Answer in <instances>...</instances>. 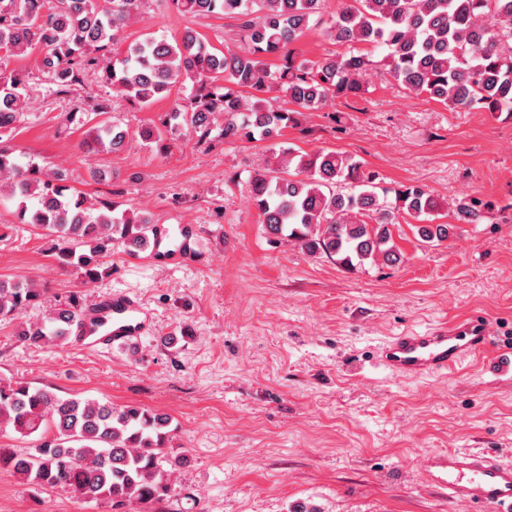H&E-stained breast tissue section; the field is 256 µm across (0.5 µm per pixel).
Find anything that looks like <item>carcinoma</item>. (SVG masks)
Masks as SVG:
<instances>
[{
	"mask_svg": "<svg viewBox=\"0 0 512 512\" xmlns=\"http://www.w3.org/2000/svg\"><path fill=\"white\" fill-rule=\"evenodd\" d=\"M191 17L224 15L241 21L245 46L213 47L186 28L181 41L146 37L124 44L121 30L141 0H0V64L38 49V65L59 93L81 85L98 70L123 99L149 107L168 100L161 126L140 137L159 152L165 133L183 130L197 141L214 128L224 139L273 142L302 112L322 109L341 96L363 91L371 66L365 54L319 60L292 56L289 46L310 29L326 0H171ZM327 35L342 45L362 43L384 52L386 80L427 94L454 111L512 112V0H342ZM281 65L271 70L268 59ZM23 76H0V139L8 137L26 108ZM224 117L221 125L216 118ZM91 141L114 152L130 134L102 120L86 131ZM378 175L365 172L349 155L324 149L295 155L281 149L254 171L252 201L264 230L293 239L311 254L354 267L368 259L393 265L401 260L390 226L404 211L418 219L442 209L429 190L411 185L395 190L389 205L375 192ZM343 185L351 187L345 193ZM25 198L15 217L55 241V260L80 272L88 283L112 276V250L140 245L148 221L96 203L72 191L64 174L23 163L0 147V194ZM489 203L461 201L459 223L478 224ZM451 224H419L424 242L449 238ZM41 297L31 282L0 281V319L14 318ZM81 312L72 299L41 323H22L15 336L35 347L68 339ZM169 419L135 406L63 397L48 386L0 380V429L22 438L38 435L26 452L0 448V469L32 486H62L81 501L121 508L151 505L171 491L166 458Z\"/></svg>",
	"mask_w": 512,
	"mask_h": 512,
	"instance_id": "carcinoma-1",
	"label": "carcinoma"
}]
</instances>
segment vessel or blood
Listing matches in <instances>:
<instances>
[{
    "label": "vessel or blood",
    "mask_w": 512,
    "mask_h": 512,
    "mask_svg": "<svg viewBox=\"0 0 512 512\" xmlns=\"http://www.w3.org/2000/svg\"><path fill=\"white\" fill-rule=\"evenodd\" d=\"M193 225L155 224L145 250L156 265L187 264L200 251ZM150 330L137 295L115 290L98 296L74 322L76 340L92 351L134 348ZM493 343L487 319L468 315L423 330L398 334L381 349L382 364L395 377L419 379L452 370L485 354ZM431 486L467 512H512V464L483 450L451 451L424 465Z\"/></svg>",
    "instance_id": "obj_1"
}]
</instances>
